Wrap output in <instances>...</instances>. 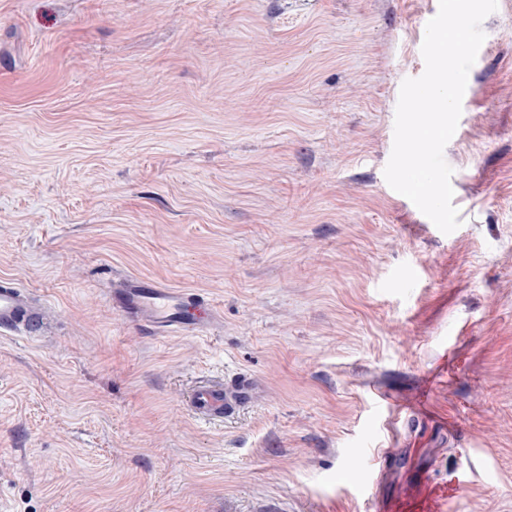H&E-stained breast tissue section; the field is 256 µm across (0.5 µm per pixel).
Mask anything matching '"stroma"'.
<instances>
[{
  "mask_svg": "<svg viewBox=\"0 0 512 512\" xmlns=\"http://www.w3.org/2000/svg\"><path fill=\"white\" fill-rule=\"evenodd\" d=\"M438 0H0V512H512V0L444 149L386 182ZM142 276L217 315L128 320ZM251 376L221 421L203 380ZM112 300L128 319L159 334L199 335L216 321L213 308L184 289L167 288L142 277H126ZM49 312L40 303L34 304L32 293L8 282L0 285V330L17 334L25 327L45 326Z\"/></svg>",
  "mask_w": 512,
  "mask_h": 512,
  "instance_id": "35a3bbf8",
  "label": "stroma"
}]
</instances>
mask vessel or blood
Segmentation results:
<instances>
[{
    "instance_id": "vessel-or-blood-1",
    "label": "vessel or blood",
    "mask_w": 512,
    "mask_h": 512,
    "mask_svg": "<svg viewBox=\"0 0 512 512\" xmlns=\"http://www.w3.org/2000/svg\"><path fill=\"white\" fill-rule=\"evenodd\" d=\"M112 300L128 319L149 326L160 334L198 335L215 323L213 308L184 289L167 288L158 282L128 277L112 292ZM48 312L34 304L29 290L0 285V330L15 333L25 327L45 325ZM251 380L243 376L226 384H204L193 394V406L207 419H220L248 401Z\"/></svg>"
}]
</instances>
